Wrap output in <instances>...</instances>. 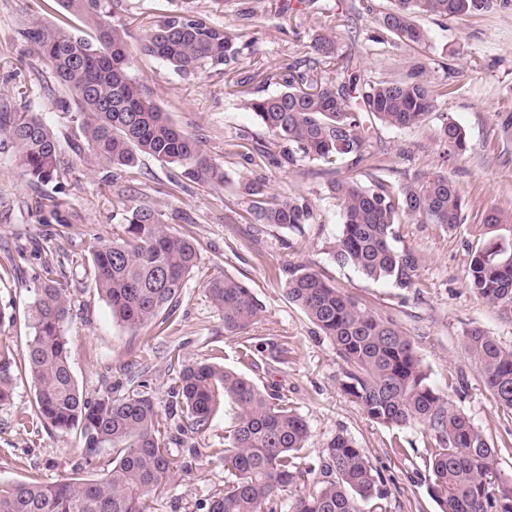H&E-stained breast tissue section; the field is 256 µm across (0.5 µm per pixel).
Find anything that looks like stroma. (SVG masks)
<instances>
[{
    "instance_id": "stroma-1",
    "label": "stroma",
    "mask_w": 512,
    "mask_h": 512,
    "mask_svg": "<svg viewBox=\"0 0 512 512\" xmlns=\"http://www.w3.org/2000/svg\"><path fill=\"white\" fill-rule=\"evenodd\" d=\"M262 11L266 23L250 26L227 8L223 20L238 34L244 49L232 80L206 72L182 77L160 61L136 56L132 77L150 93L171 120L204 144L224 166V184L182 179L177 168L140 157L132 168L115 169L88 149L75 112L56 111L55 78L19 34L35 17L36 0H0V103L13 110L43 113L59 141V163L68 171L65 187L32 183L23 178L11 152L0 150V308L14 323L0 325V347H9L14 394L0 407V481L24 480L40 474L52 481L74 473L81 440L76 432L29 433L18 420L34 401V386L20 361L29 330L24 310L45 258L60 261L71 306L66 325L70 365L86 397L104 388L125 393L128 380L139 376L160 409H167L173 374L171 353L191 361H207L245 376L267 394L287 398L307 421L306 452L321 456L325 444L344 433L357 441L383 479L387 512H439L425 479L427 430L411 425L391 430L370 421L341 388L345 368L332 343L289 302L287 270L302 265L344 288L372 311L391 316L418 348L430 380L451 407L467 414L495 450V464L512 475V414L504 412L486 388L475 364L465 354L460 334L477 325L512 349V324L474 297L466 286L468 245L486 210L512 211V135L502 121L512 113V0H492L482 13L460 19H423L425 45L413 48L393 41L374 42L375 15L389 0H320L318 7L278 14L284 0H244ZM179 7L213 16V0H121L112 13L130 47L146 30ZM321 33L336 36L340 53L351 57L362 80L416 77L435 88H448L437 100L466 132L467 149L445 158L440 122L429 118L421 127L371 129V158L357 168L327 172L316 162L273 165L260 153L271 138L242 100L281 91L278 79L255 78L258 65L278 66L292 60L302 46ZM387 159L384 179L406 183L443 172L465 196L464 224L451 232L436 224L397 225L398 244L420 258L418 286L401 293L385 281L365 278L350 266L333 262L329 247L339 232V210L323 188L330 178L354 177L369 184L371 164ZM264 181L273 195L299 192L315 204L319 221L301 230L257 222L243 184ZM130 203L157 206L173 232L192 239L200 264L184 288L172 324L166 329L131 331L113 319L92 276H72L87 263L98 240H108L127 216ZM227 275L247 282L263 310L247 333L228 335L204 285ZM250 346L253 361L239 351ZM234 418L224 404L190 447L171 446L179 464L177 476L162 496L149 497L148 512H206L212 496L223 493L224 431Z\"/></svg>"
}]
</instances>
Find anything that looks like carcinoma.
I'll return each mask as SVG.
<instances>
[{
  "label": "carcinoma",
  "mask_w": 512,
  "mask_h": 512,
  "mask_svg": "<svg viewBox=\"0 0 512 512\" xmlns=\"http://www.w3.org/2000/svg\"><path fill=\"white\" fill-rule=\"evenodd\" d=\"M41 2L43 10L62 9L61 19L32 20L20 35L55 74L61 93L54 107L82 117L95 158L130 168L138 156L148 155L180 168L190 180L224 182V168L170 119L130 71L138 53L183 76L199 71L227 76L240 55L237 36L211 17L180 9L152 25L134 53L125 30L111 21V0ZM486 8L488 0H390L376 22L381 33L412 47L426 39L425 16L459 18ZM303 52L278 74L266 75L281 76L285 90L243 103L277 142L288 146L282 158L290 164L317 161L331 172L339 165L356 167L369 153L364 115L396 129H415L435 112L439 92L423 80L362 82L352 72L339 84L324 81L320 69L344 68L332 34L315 37ZM440 135L447 156L466 151L463 129L445 112ZM7 147L28 180L66 179L56 136L42 113L0 111V149ZM385 169L373 166L368 186L349 178L327 184V196L340 210L331 256L370 280H386L409 292L418 287L419 261L413 250L395 246V226L437 224L453 231L463 224L466 204L444 173L394 185L378 175ZM245 191L252 197V215L262 224L300 229L316 223L313 205L301 194L273 196L259 180L247 183ZM469 249L467 287L512 322V213L488 210ZM199 263L197 245L173 233L160 211L134 206L111 240L93 246L88 266L112 316L139 330L173 318ZM42 271L28 307L30 332L23 352L35 400L20 420L36 436L78 431L81 469L99 467V449L111 448V468L96 479L0 481V512H147L149 496L161 495L176 475L169 445L182 443L185 434L204 432L225 401L235 409L224 431L228 480L224 493L210 500L208 512H281V492L308 474L317 476L316 488L291 500L288 512H385L383 478L351 437L337 434L318 460L309 459L306 420L284 397L263 393L232 370L170 356L172 398L183 420L176 435L134 378L122 395L108 388L94 399L85 397L70 367L66 288L50 261ZM285 289L289 301L335 346L346 365L341 388L370 420L388 428L419 424L428 429L434 446L425 457L426 480L440 512H512V475L494 467V448L433 387L414 342L392 318L363 307L303 266L288 267ZM205 290L227 334L246 332L262 311L243 281L215 277ZM461 343L499 407L512 413V349L476 326L462 330ZM12 367L13 359L0 351V406L13 400Z\"/></svg>",
  "instance_id": "1"
}]
</instances>
